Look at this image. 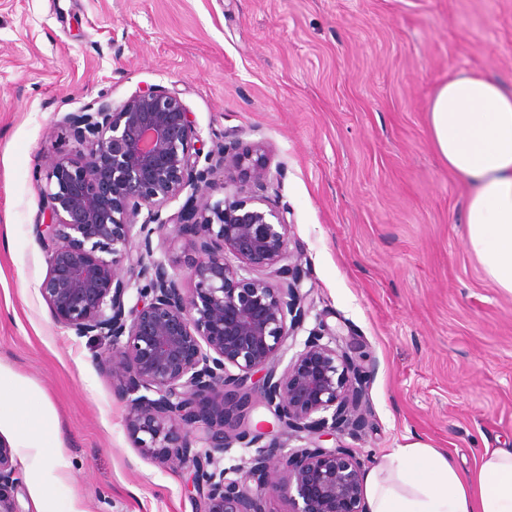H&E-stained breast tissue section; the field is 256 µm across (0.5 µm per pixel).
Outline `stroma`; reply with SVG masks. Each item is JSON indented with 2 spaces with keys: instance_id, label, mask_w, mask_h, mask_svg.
Instances as JSON below:
<instances>
[{
  "instance_id": "1",
  "label": "stroma",
  "mask_w": 512,
  "mask_h": 512,
  "mask_svg": "<svg viewBox=\"0 0 512 512\" xmlns=\"http://www.w3.org/2000/svg\"><path fill=\"white\" fill-rule=\"evenodd\" d=\"M458 70L512 87V0H0V363L49 396L86 512H199L191 469L136 448L107 346L40 293L42 156L73 151L67 115L146 84L203 138L268 147L312 302L297 339L324 322L371 365L368 461L512 450V294L470 251L469 188L428 131Z\"/></svg>"
}]
</instances>
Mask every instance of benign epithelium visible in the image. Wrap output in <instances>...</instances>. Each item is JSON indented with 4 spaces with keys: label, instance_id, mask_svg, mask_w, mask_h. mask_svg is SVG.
Returning <instances> with one entry per match:
<instances>
[{
    "label": "benign epithelium",
    "instance_id": "obj_1",
    "mask_svg": "<svg viewBox=\"0 0 512 512\" xmlns=\"http://www.w3.org/2000/svg\"><path fill=\"white\" fill-rule=\"evenodd\" d=\"M65 122L73 153L41 160L40 292L57 323L108 344L102 367L122 383L136 447L193 469L200 512H264L268 497L290 512H369L365 459L341 441L367 418L362 361L320 321L278 370L311 303L286 211L272 203L279 182L265 146L226 132L204 150L190 112L161 85L117 107L95 100ZM219 170L224 198L214 201ZM170 227L194 236L186 267L169 250L155 254L152 236ZM230 392L259 394L275 423L227 430L202 413L200 395ZM282 434L304 445L286 450ZM326 437L336 446H320ZM236 443L250 457L226 468ZM13 475L12 449L0 443V487Z\"/></svg>",
    "mask_w": 512,
    "mask_h": 512
}]
</instances>
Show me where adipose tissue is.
Here are the masks:
<instances>
[{
	"instance_id": "1",
	"label": "adipose tissue",
	"mask_w": 512,
	"mask_h": 512,
	"mask_svg": "<svg viewBox=\"0 0 512 512\" xmlns=\"http://www.w3.org/2000/svg\"><path fill=\"white\" fill-rule=\"evenodd\" d=\"M428 124L450 172L471 185L466 232L485 275L512 293V90L476 71L449 74ZM0 441L14 448L35 512H86L66 482L55 407L0 364ZM369 512H512V451L488 449L470 470L419 442L383 454L365 477Z\"/></svg>"
}]
</instances>
